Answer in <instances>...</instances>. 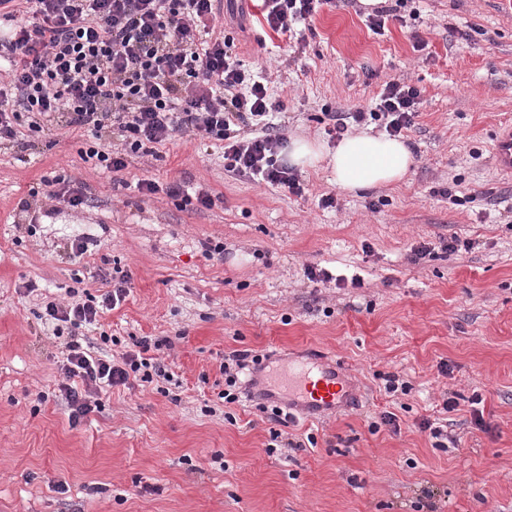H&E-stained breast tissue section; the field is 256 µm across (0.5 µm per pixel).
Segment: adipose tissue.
I'll return each mask as SVG.
<instances>
[{
	"mask_svg": "<svg viewBox=\"0 0 512 512\" xmlns=\"http://www.w3.org/2000/svg\"><path fill=\"white\" fill-rule=\"evenodd\" d=\"M288 158L301 168L326 162L336 187L354 194L400 184L413 163L401 139L369 134L344 137L332 149L315 139H296Z\"/></svg>",
	"mask_w": 512,
	"mask_h": 512,
	"instance_id": "ef3b65f1",
	"label": "adipose tissue"
}]
</instances>
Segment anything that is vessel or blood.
I'll list each match as a JSON object with an SVG mask.
<instances>
[{
    "label": "vessel or blood",
    "instance_id": "1",
    "mask_svg": "<svg viewBox=\"0 0 512 512\" xmlns=\"http://www.w3.org/2000/svg\"><path fill=\"white\" fill-rule=\"evenodd\" d=\"M493 158L504 171L512 172V127H505L493 147ZM263 399L284 402L307 415L325 416L348 408L353 392L349 382L335 366L321 361L300 362L259 384Z\"/></svg>",
    "mask_w": 512,
    "mask_h": 512
}]
</instances>
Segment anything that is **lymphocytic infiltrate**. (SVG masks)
<instances>
[{
  "mask_svg": "<svg viewBox=\"0 0 512 512\" xmlns=\"http://www.w3.org/2000/svg\"><path fill=\"white\" fill-rule=\"evenodd\" d=\"M236 0H0L17 16L10 38L0 40V142L23 133L51 134L58 126L83 131L81 156L112 173L130 157L157 155L179 135L223 142L227 171L301 194L297 171L278 157L284 137L272 116L281 102L242 69L227 51L219 25L222 4L244 19ZM267 27L289 36L312 22L329 0H261ZM420 92L403 81L386 82L371 106L331 113L332 130L380 122L392 136L411 129ZM31 196L72 208L87 205L70 177H42ZM126 278L101 297L47 303L66 352L60 390L71 424L98 408L90 387H120L169 380L158 353L165 338L133 340V348L107 360L85 350L77 332L126 298ZM80 386H73V379Z\"/></svg>",
  "mask_w": 512,
  "mask_h": 512,
  "instance_id": "lymphocytic-infiltrate-1",
  "label": "lymphocytic infiltrate"
}]
</instances>
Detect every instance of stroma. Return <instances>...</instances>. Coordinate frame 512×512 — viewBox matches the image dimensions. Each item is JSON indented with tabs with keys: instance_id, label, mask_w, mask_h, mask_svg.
I'll list each match as a JSON object with an SVG mask.
<instances>
[{
	"instance_id": "obj_1",
	"label": "stroma",
	"mask_w": 512,
	"mask_h": 512,
	"mask_svg": "<svg viewBox=\"0 0 512 512\" xmlns=\"http://www.w3.org/2000/svg\"><path fill=\"white\" fill-rule=\"evenodd\" d=\"M248 11L224 36L244 68L266 71L287 140L335 147L330 113L392 80L419 90L402 134L409 178L355 196L306 167L294 195L226 171L215 140L179 136L161 160L113 174L84 161L68 129L0 147V512H512V176L492 156L512 123V0H408L379 34L360 0H333L298 44L266 27L256 0ZM61 170L90 206L51 213L30 197ZM143 178L205 188L214 204L142 194ZM326 195L335 207L320 206ZM79 236L92 243L78 256ZM217 242L223 256L206 255ZM419 243L433 256L417 265ZM309 265L332 281H308ZM119 272L125 301L81 338L106 357L135 336L168 338L172 379L161 393L103 389L99 411L73 426L58 396L62 348L41 314L70 288L110 290ZM235 351L324 358L356 399L297 416L287 433L299 448L267 453L276 423L222 398ZM391 374L405 390L386 391ZM447 395L457 407L445 413ZM385 411L399 432H370ZM440 416L459 448L419 430Z\"/></svg>"
}]
</instances>
